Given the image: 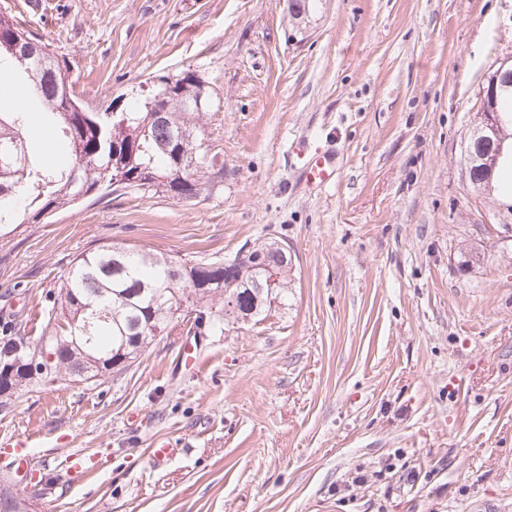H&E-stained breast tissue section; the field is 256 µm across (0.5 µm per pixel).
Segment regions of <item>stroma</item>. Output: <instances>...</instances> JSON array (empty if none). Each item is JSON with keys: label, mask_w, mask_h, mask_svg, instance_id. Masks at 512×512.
<instances>
[{"label": "stroma", "mask_w": 512, "mask_h": 512, "mask_svg": "<svg viewBox=\"0 0 512 512\" xmlns=\"http://www.w3.org/2000/svg\"><path fill=\"white\" fill-rule=\"evenodd\" d=\"M287 7L0 0L92 111L197 70L224 161L200 202L114 194L1 225L0 337L38 338L71 262L112 241L224 260L275 237L294 254L263 320L196 336L178 313L125 369L13 398L0 482L33 512H512V242L458 264L506 233L463 145L512 56V0H318L300 30ZM327 150L333 182L301 184ZM158 438L180 455L152 464Z\"/></svg>", "instance_id": "stroma-1"}]
</instances>
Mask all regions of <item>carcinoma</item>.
Returning a JSON list of instances; mask_svg holds the SVG:
<instances>
[{"label": "carcinoma", "instance_id": "obj_1", "mask_svg": "<svg viewBox=\"0 0 512 512\" xmlns=\"http://www.w3.org/2000/svg\"><path fill=\"white\" fill-rule=\"evenodd\" d=\"M11 63L26 77L24 101L33 98L43 110L45 127L67 155L57 168L41 164L25 129L26 104L0 112V224H37L52 212L80 199L117 191L163 194L194 202L224 182L203 119L211 107L206 82L197 71L184 69L167 84L154 85L124 112H92L75 95L65 62L30 37L10 12H0V64ZM27 201L23 215L17 202ZM461 265L475 267L485 254L473 245L460 251ZM285 270L282 287L260 288L263 276L252 256L226 266L191 261L163 252L114 243L75 258L60 285L73 291L67 303L51 309L38 341L67 351L71 339L58 321L79 318L86 341L73 348L76 359L86 351L122 369L129 362L128 345L140 337L144 348L190 303L191 327L215 329L231 313L210 304L213 293L235 298L238 314L256 319L269 309L268 297H288ZM27 377L21 369L0 367L5 398L24 388L55 382Z\"/></svg>", "mask_w": 512, "mask_h": 512}]
</instances>
